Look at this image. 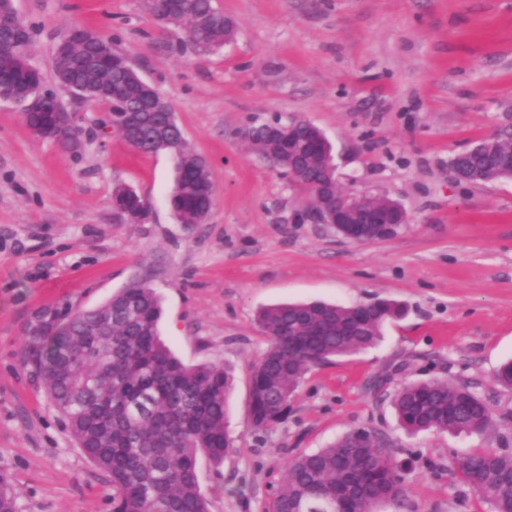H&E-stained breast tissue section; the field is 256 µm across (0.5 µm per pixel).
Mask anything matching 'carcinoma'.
<instances>
[{"mask_svg": "<svg viewBox=\"0 0 512 512\" xmlns=\"http://www.w3.org/2000/svg\"><path fill=\"white\" fill-rule=\"evenodd\" d=\"M180 26L193 52L215 54L232 40L236 23L213 0H175L157 17ZM90 33L70 29L66 47L55 50L58 81L84 87L93 103L110 112L136 113L122 133L144 155L161 138L183 137L167 103L144 107L139 75L95 61ZM18 51L0 45V99L32 102L36 91L22 78ZM270 122L247 129L252 149L288 174ZM169 207L181 224H201L214 201L209 165L185 148L173 158ZM493 163L479 146L456 158L467 174ZM162 304L150 272L134 275L93 309L58 310L41 348L22 347L23 364L43 387L77 446L112 490V512H208L198 480V458L220 463L234 449L226 427L232 387L229 371L213 364L188 365L160 339ZM403 314L386 300L345 307L314 301L264 308L258 322L270 347L253 365L249 410L253 426L267 430L288 417L291 398L312 367L377 344L384 324ZM495 383L512 391V361L495 372ZM392 404L410 433H472L495 426L488 404L466 385L430 380L399 388ZM460 481L491 505L512 512V451L474 452L460 463ZM407 494L401 469L386 442L361 446L349 432L333 444L300 455L286 465L268 512H375L399 505ZM0 509L19 512L11 475L0 468Z\"/></svg>", "mask_w": 512, "mask_h": 512, "instance_id": "1", "label": "carcinoma"}]
</instances>
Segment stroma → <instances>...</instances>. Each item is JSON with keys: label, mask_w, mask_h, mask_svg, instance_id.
<instances>
[{"label": "stroma", "mask_w": 512, "mask_h": 512, "mask_svg": "<svg viewBox=\"0 0 512 512\" xmlns=\"http://www.w3.org/2000/svg\"><path fill=\"white\" fill-rule=\"evenodd\" d=\"M235 40L196 55L140 0H13L37 33L29 55L46 87L78 113L83 152L33 136L22 106L0 102V468L20 512H112L110 490L21 362L25 323L48 305L91 308L152 271L158 331L187 364L230 368L235 451L200 458L210 512H266L289 460L366 428L404 467L403 512H490L459 482L460 461L512 450V392L494 382L512 360V180L463 185L449 161L512 125V0H214ZM79 27L111 41L172 108L210 163L215 204L203 224L168 205L169 155L100 136L104 105L60 89L53 51ZM303 118L332 143L341 186L383 193L409 221L357 244L328 224L295 223L310 195L242 137L253 122ZM123 183L152 205L146 224L112 208ZM390 300L405 314L373 348L310 369L288 418L266 432L249 417L251 366L269 348L260 309ZM386 381L374 394L373 379ZM471 385L496 424L473 434L410 435L390 405L408 382Z\"/></svg>", "instance_id": "1"}]
</instances>
